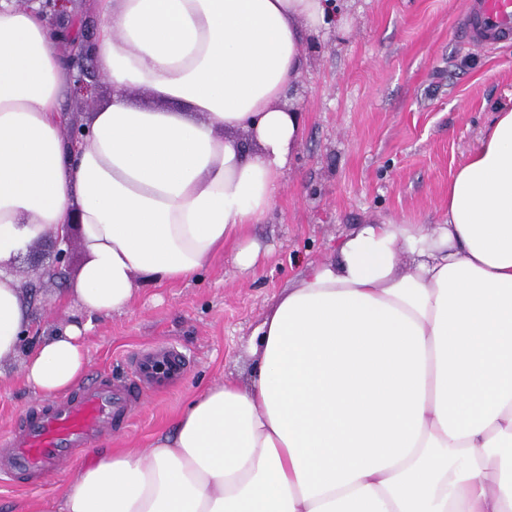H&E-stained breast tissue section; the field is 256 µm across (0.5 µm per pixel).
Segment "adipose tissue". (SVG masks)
<instances>
[{
	"instance_id": "obj_1",
	"label": "adipose tissue",
	"mask_w": 512,
	"mask_h": 512,
	"mask_svg": "<svg viewBox=\"0 0 512 512\" xmlns=\"http://www.w3.org/2000/svg\"><path fill=\"white\" fill-rule=\"evenodd\" d=\"M112 101L77 149L61 26L0 0V361L58 397L82 380V325L29 351L17 258L82 226L74 292L120 311L136 275L178 283L244 242L276 199L302 112L287 91L329 0H97ZM141 87L189 113L142 108ZM246 139H238L237 131ZM414 255L411 268L401 253ZM248 383L206 387L147 451H103L31 512H512V109L448 182L432 230L362 225L286 288Z\"/></svg>"
}]
</instances>
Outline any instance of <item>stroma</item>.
I'll return each instance as SVG.
<instances>
[{"mask_svg":"<svg viewBox=\"0 0 512 512\" xmlns=\"http://www.w3.org/2000/svg\"><path fill=\"white\" fill-rule=\"evenodd\" d=\"M342 28L301 47L305 64L289 98L303 110V137L276 201L247 237L260 246L252 270L233 249L177 284L138 280L125 310L94 317L83 344L88 373L125 377L142 346L181 347L191 367L169 392L148 396L132 425L86 451L144 449L168 432L194 395L227 375H247L256 330L280 293L308 266L335 259L336 247L359 225L392 220L430 226L448 211V181L496 112L512 109V42L463 44L462 0H337ZM53 237L17 259L14 272L32 285L31 341L80 319L67 298L85 262L79 238L61 278L43 277ZM35 393L23 359L0 362V436ZM78 472L70 467L36 490L0 483V512H29L56 497Z\"/></svg>","mask_w":512,"mask_h":512,"instance_id":"stroma-1","label":"stroma"}]
</instances>
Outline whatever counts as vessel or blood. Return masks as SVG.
<instances>
[{
  "instance_id": "vessel-or-blood-1",
  "label": "vessel or blood",
  "mask_w": 512,
  "mask_h": 512,
  "mask_svg": "<svg viewBox=\"0 0 512 512\" xmlns=\"http://www.w3.org/2000/svg\"><path fill=\"white\" fill-rule=\"evenodd\" d=\"M468 44L492 47L512 41V0H467L463 25ZM175 345L144 350L121 381L97 373L71 395L33 403L0 450V477L14 485L39 487L45 475L64 470L100 438L130 426L148 391L163 392L188 368Z\"/></svg>"
}]
</instances>
